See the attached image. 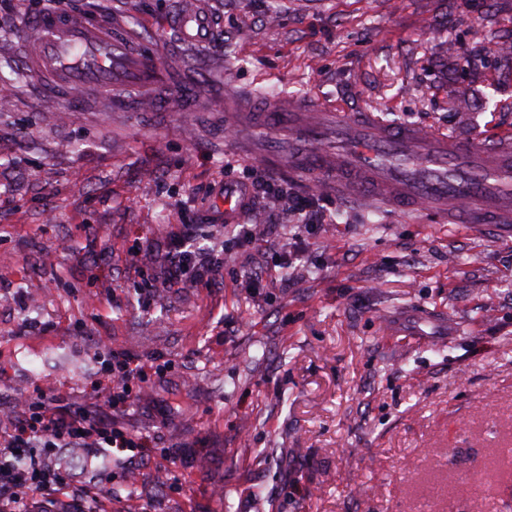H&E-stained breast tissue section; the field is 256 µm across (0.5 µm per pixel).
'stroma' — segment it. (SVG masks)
Instances as JSON below:
<instances>
[{
    "label": "stroma",
    "instance_id": "obj_1",
    "mask_svg": "<svg viewBox=\"0 0 512 512\" xmlns=\"http://www.w3.org/2000/svg\"><path fill=\"white\" fill-rule=\"evenodd\" d=\"M72 7L120 16L175 78L52 97L14 79L50 0L0 11V406L49 385L102 403L99 352L160 355L172 371L114 415L145 446L113 467L106 512H512V236L347 200L225 139L267 90L283 109L512 134V0ZM203 7L206 42L182 41L170 18ZM268 176L325 223L286 222L255 189ZM220 181L253 187L262 241L209 226ZM183 224L223 258L221 284H155L149 258ZM405 311L457 331L391 335L384 319Z\"/></svg>",
    "mask_w": 512,
    "mask_h": 512
}]
</instances>
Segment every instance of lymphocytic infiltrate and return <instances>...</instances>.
I'll return each mask as SVG.
<instances>
[{"mask_svg":"<svg viewBox=\"0 0 512 512\" xmlns=\"http://www.w3.org/2000/svg\"><path fill=\"white\" fill-rule=\"evenodd\" d=\"M193 234L192 225H182L160 262L167 281L184 288L209 286L217 275L212 259L194 249ZM100 363L112 383L106 406L92 402L61 407L49 387L35 397H18L9 406L11 425L0 434V512H27L33 492L51 499L65 493L71 476L57 466L63 449L105 448L118 456L142 447L141 438L119 426L112 415L133 402L134 385L149 373H163L167 366H146L127 352L112 349Z\"/></svg>","mask_w":512,"mask_h":512,"instance_id":"lymphocytic-infiltrate-1","label":"lymphocytic infiltrate"}]
</instances>
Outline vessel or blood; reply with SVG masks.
<instances>
[{"mask_svg": "<svg viewBox=\"0 0 512 512\" xmlns=\"http://www.w3.org/2000/svg\"><path fill=\"white\" fill-rule=\"evenodd\" d=\"M177 24L198 40L208 17L197 11ZM36 25L41 37L27 44L26 66L45 88L92 96L166 79L123 39L122 19L56 11L40 15ZM288 125L299 148L258 149L269 165L335 174L338 187L372 203L424 208L452 223L512 227V139L490 144L448 131L390 127L374 112L352 117L312 103L292 107ZM246 204L242 186H225L216 216L235 223Z\"/></svg>", "mask_w": 512, "mask_h": 512, "instance_id": "vessel-or-blood-1", "label": "vessel or blood"}]
</instances>
